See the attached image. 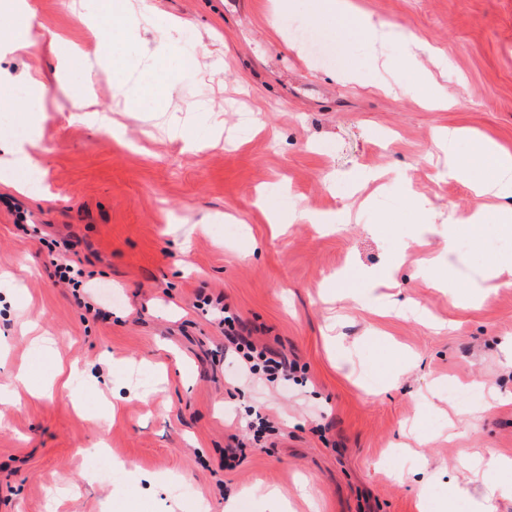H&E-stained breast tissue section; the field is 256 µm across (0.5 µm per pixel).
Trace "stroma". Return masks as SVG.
<instances>
[{
	"instance_id": "1",
	"label": "stroma",
	"mask_w": 512,
	"mask_h": 512,
	"mask_svg": "<svg viewBox=\"0 0 512 512\" xmlns=\"http://www.w3.org/2000/svg\"><path fill=\"white\" fill-rule=\"evenodd\" d=\"M29 2L36 46L0 55L13 98L0 166L15 173L0 182V270L15 275L0 280V384L28 379L0 404V512H224L231 499L271 512L269 488L288 512H471L484 481L467 463L484 448L512 460V286L457 299L487 254L463 228L447 290L430 287L450 216L474 203L466 181L444 177L432 137L463 127L512 150V0H350L423 44L410 63L401 42L371 46L350 18L316 22L313 0L276 17L268 0H146L126 40L91 25L99 0ZM173 21L174 48L146 67L144 48ZM103 43L113 63L76 68L33 125L19 121L29 66L52 73L73 50L93 61ZM336 45L342 58L326 62ZM118 75L179 90L117 99ZM92 76L93 107L120 134L71 118ZM430 85L450 108L427 105ZM29 137L24 161L12 146ZM365 167L380 178L355 205ZM413 195L430 200L426 215ZM347 204L331 231L278 235L267 219ZM61 263L87 288L59 282ZM216 300L296 362L297 382L241 376ZM61 367L70 385L46 390ZM259 404L276 433L257 442ZM233 434L244 448L229 463Z\"/></svg>"
}]
</instances>
